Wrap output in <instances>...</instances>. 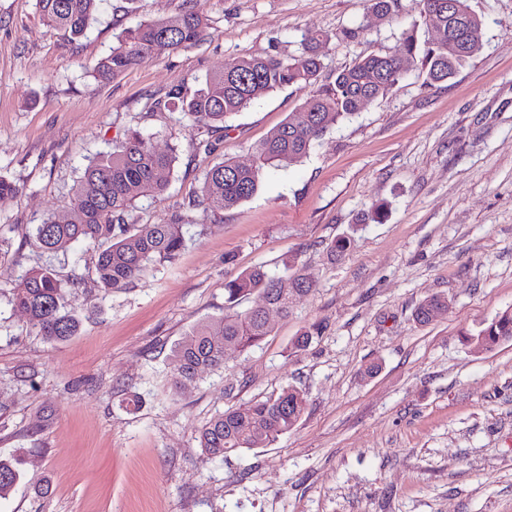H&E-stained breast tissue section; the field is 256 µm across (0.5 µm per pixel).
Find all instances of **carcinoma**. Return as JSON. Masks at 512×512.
<instances>
[{"instance_id": "cac0c4a2", "label": "carcinoma", "mask_w": 512, "mask_h": 512, "mask_svg": "<svg viewBox=\"0 0 512 512\" xmlns=\"http://www.w3.org/2000/svg\"><path fill=\"white\" fill-rule=\"evenodd\" d=\"M377 18L391 19L404 10L402 0H367ZM99 0H36V10L48 25L70 38L81 37L98 11ZM411 8L422 20L433 22L431 37L420 40L412 24L399 49L377 51L356 59L320 84L322 50L328 35L309 31L297 58L276 55H239L224 70L207 75L200 89L189 94L181 86L171 88L158 105L182 114L192 125L220 140L228 136L226 120L256 100L283 87L315 86L300 111L291 112L278 128L253 147V163L232 159L206 170L200 194L192 200L213 212H222L251 198L267 167L296 163L307 156L315 142L336 122L350 118L368 105L387 97L407 71L410 62L420 65L425 84L449 78L483 46L482 20L472 13L467 0H412ZM208 28L205 16L192 0L174 18L141 22L126 29L118 44L97 67L101 79L125 71L167 52L196 43ZM178 147L158 150L151 139L136 129L88 161L72 198L74 220L62 222L51 214L34 227V238L47 253L55 254L83 241L97 249L94 274L99 287L117 291L143 276L157 264L173 261L185 245L183 225L131 224L129 213L139 199L158 197L169 188ZM286 264L288 273L268 274L263 268L241 272L224 283V297L234 310L193 326L175 345L170 358V381L180 389L197 382L209 370L224 367V348L246 351L257 347L272 332V325L254 309L237 310L239 301L256 295L286 317L295 296L311 290V283ZM80 280H65L50 266L33 267L15 280L11 303L28 317L31 327L48 342L75 335L81 320L67 307L66 290ZM448 310L438 296L423 300L416 320L430 323ZM480 346L493 348L512 340V310L498 314L473 336ZM306 409L305 394L288 386L273 397L232 407L212 417L201 429L199 443L210 458L224 460L244 450L275 442L292 430ZM20 461L0 458V498L8 496L21 477Z\"/></svg>"}]
</instances>
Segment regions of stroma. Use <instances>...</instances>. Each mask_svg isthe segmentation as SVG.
Returning <instances> with one entry per match:
<instances>
[{
	"label": "stroma",
	"instance_id": "35a3bbf8",
	"mask_svg": "<svg viewBox=\"0 0 512 512\" xmlns=\"http://www.w3.org/2000/svg\"><path fill=\"white\" fill-rule=\"evenodd\" d=\"M189 2L208 20L197 43L96 77L125 29ZM468 5L483 47L453 78L428 86L410 67L386 98L215 213L191 203L206 169L251 163L309 91L286 87L230 117L205 155L194 145L206 132L158 109L170 87L196 89L241 53L298 56L310 30L329 36L326 82L396 49L417 13L380 21L367 0H100L73 39L40 19L35 0H0V175L18 188L0 197V456L24 471L0 512H512V340L482 349L468 338L512 309V0ZM358 26V39L338 40ZM131 128L182 153L167 193L141 198L130 220L179 219L186 244L107 292L93 246L51 255L31 230L70 216L89 158ZM343 235L350 248L330 260ZM289 261L312 284L292 316L272 317L259 347L173 390L172 350L223 316L225 281L255 266L280 275ZM46 264L83 275L67 295L82 326L57 343L10 304L17 277ZM435 295L447 313L418 324L415 307ZM289 385L307 396L294 429L224 460L202 452L199 431L215 414Z\"/></svg>",
	"mask_w": 512,
	"mask_h": 512
}]
</instances>
